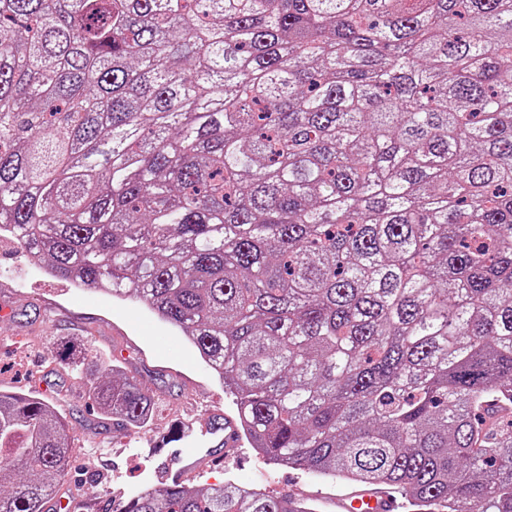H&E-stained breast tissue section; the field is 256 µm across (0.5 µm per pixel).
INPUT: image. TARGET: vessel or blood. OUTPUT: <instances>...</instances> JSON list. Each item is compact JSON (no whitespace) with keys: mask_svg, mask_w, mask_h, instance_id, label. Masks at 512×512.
Masks as SVG:
<instances>
[{"mask_svg":"<svg viewBox=\"0 0 512 512\" xmlns=\"http://www.w3.org/2000/svg\"><path fill=\"white\" fill-rule=\"evenodd\" d=\"M176 441L182 447L174 457L172 467L166 468L160 474L165 483H179L199 466L201 447H220L227 450L239 447L240 431L232 417H225L223 422L203 425L193 429L191 423H180ZM338 512H395L397 503L394 498L372 490H360L337 498Z\"/></svg>","mask_w":512,"mask_h":512,"instance_id":"b4317fda","label":"vessel or blood"}]
</instances>
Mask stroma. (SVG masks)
<instances>
[{"label":"stroma","instance_id":"35a3bbf8","mask_svg":"<svg viewBox=\"0 0 512 512\" xmlns=\"http://www.w3.org/2000/svg\"><path fill=\"white\" fill-rule=\"evenodd\" d=\"M71 337L89 339L92 356L117 359L154 395L146 429L102 419L88 398V375L54 361L58 343ZM12 388L47 394L73 427L77 452L69 487L75 512H115L131 496L156 488L160 459L149 448L173 420L197 422L213 411H234L223 386L175 328L135 301L51 277L16 243L0 238V390ZM229 479L313 501L318 512H336L333 500L345 491L329 478L277 465L245 442L236 457L206 455L186 482L210 487Z\"/></svg>","mask_w":512,"mask_h":512}]
</instances>
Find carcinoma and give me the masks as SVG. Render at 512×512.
<instances>
[{
    "instance_id": "carcinoma-1",
    "label": "carcinoma",
    "mask_w": 512,
    "mask_h": 512,
    "mask_svg": "<svg viewBox=\"0 0 512 512\" xmlns=\"http://www.w3.org/2000/svg\"><path fill=\"white\" fill-rule=\"evenodd\" d=\"M0 235L177 328L268 459L512 512V0H0ZM73 452L0 391V512H51ZM116 512L315 509L229 480Z\"/></svg>"
}]
</instances>
